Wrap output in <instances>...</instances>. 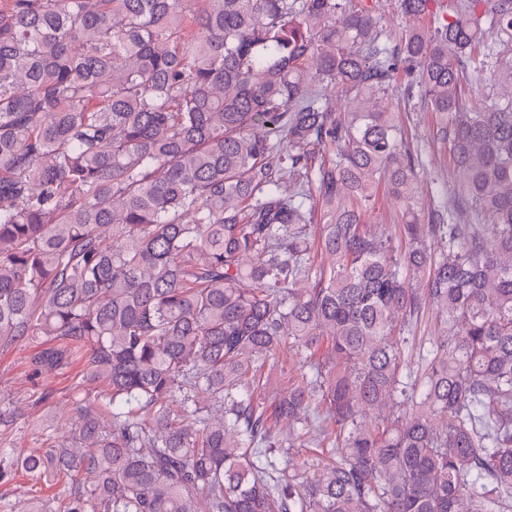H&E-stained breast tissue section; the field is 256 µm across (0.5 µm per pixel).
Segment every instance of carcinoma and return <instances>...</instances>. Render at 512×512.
<instances>
[{"label":"carcinoma","mask_w":512,"mask_h":512,"mask_svg":"<svg viewBox=\"0 0 512 512\" xmlns=\"http://www.w3.org/2000/svg\"><path fill=\"white\" fill-rule=\"evenodd\" d=\"M400 5L431 23L392 45L351 0H4L0 348L103 389L0 478L78 479L59 512L509 508L512 0ZM401 80L461 180L429 224ZM381 188L402 256L364 224ZM426 302L448 336L417 376L395 332ZM286 344L301 379L263 397Z\"/></svg>","instance_id":"carcinoma-1"}]
</instances>
